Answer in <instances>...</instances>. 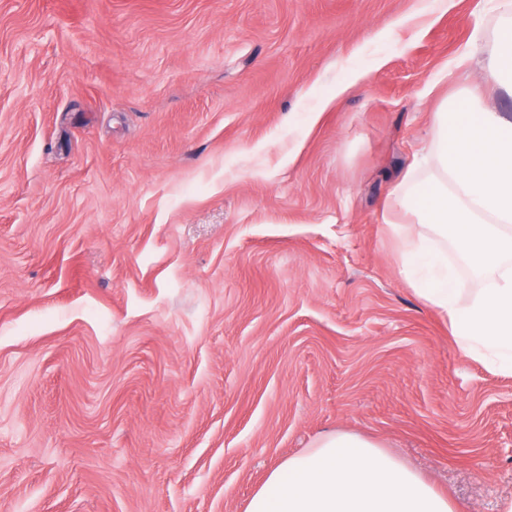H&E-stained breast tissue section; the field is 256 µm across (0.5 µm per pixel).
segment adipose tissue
<instances>
[{
    "instance_id": "1",
    "label": "adipose tissue",
    "mask_w": 512,
    "mask_h": 512,
    "mask_svg": "<svg viewBox=\"0 0 512 512\" xmlns=\"http://www.w3.org/2000/svg\"><path fill=\"white\" fill-rule=\"evenodd\" d=\"M465 108L440 104L432 135L390 193L391 210L420 225L400 273L448 322L471 357L512 375V119L468 91ZM483 282L465 293L445 241ZM245 512H455L447 495L377 441L349 432L317 438L272 469Z\"/></svg>"
}]
</instances>
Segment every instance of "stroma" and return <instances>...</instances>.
<instances>
[{
	"label": "stroma",
	"instance_id": "obj_1",
	"mask_svg": "<svg viewBox=\"0 0 512 512\" xmlns=\"http://www.w3.org/2000/svg\"><path fill=\"white\" fill-rule=\"evenodd\" d=\"M511 41L499 0H0V512H245L336 430L499 512L512 376L382 214L443 98L512 118ZM367 77V71L362 70L352 74V76L347 81L336 84L333 92L328 96H323L319 100L318 105L313 109V112H311L313 116L310 124L314 125L318 121L322 112L328 110L332 106L333 102L342 97L353 84H355L358 80H364Z\"/></svg>",
	"mask_w": 512,
	"mask_h": 512
}]
</instances>
